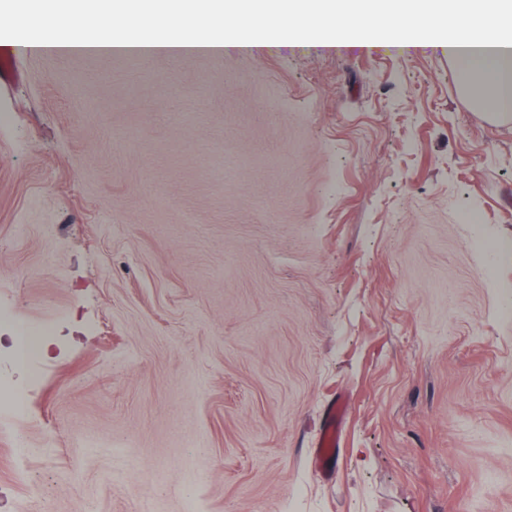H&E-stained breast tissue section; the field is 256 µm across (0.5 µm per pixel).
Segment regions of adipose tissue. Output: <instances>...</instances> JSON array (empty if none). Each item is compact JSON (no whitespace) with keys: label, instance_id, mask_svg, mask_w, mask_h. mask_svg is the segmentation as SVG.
I'll use <instances>...</instances> for the list:
<instances>
[{"label":"adipose tissue","instance_id":"ef3b65f1","mask_svg":"<svg viewBox=\"0 0 512 512\" xmlns=\"http://www.w3.org/2000/svg\"><path fill=\"white\" fill-rule=\"evenodd\" d=\"M270 6L289 17L279 27L278 45L320 47L322 41L312 37V29L345 16L352 21L350 30L336 35L332 47L346 48L354 41L367 44L370 30L380 27L387 35L385 48L399 52L418 45L413 32L403 26L405 18L443 12L448 20L444 48L463 92L488 118L512 121V0H235V12L242 19L238 32L231 38L207 39L203 48L226 52L247 47L255 19ZM108 18L105 9L71 12L60 33L41 40L17 39L13 45L32 51L54 47L109 51L111 39L86 35L88 27L105 25Z\"/></svg>","mask_w":512,"mask_h":512}]
</instances>
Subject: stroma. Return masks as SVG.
Returning <instances> with one entry per match:
<instances>
[{"label": "stroma", "instance_id": "stroma-1", "mask_svg": "<svg viewBox=\"0 0 512 512\" xmlns=\"http://www.w3.org/2000/svg\"><path fill=\"white\" fill-rule=\"evenodd\" d=\"M0 113V333L58 330L0 512H512V122L447 55L31 53ZM343 414L344 404L340 399L332 401L325 410L319 435V448H315L313 457L314 470L325 477L334 476V465L340 449V425Z\"/></svg>", "mask_w": 512, "mask_h": 512}]
</instances>
